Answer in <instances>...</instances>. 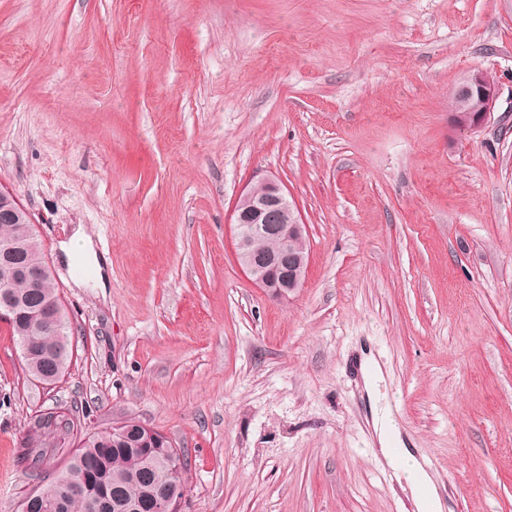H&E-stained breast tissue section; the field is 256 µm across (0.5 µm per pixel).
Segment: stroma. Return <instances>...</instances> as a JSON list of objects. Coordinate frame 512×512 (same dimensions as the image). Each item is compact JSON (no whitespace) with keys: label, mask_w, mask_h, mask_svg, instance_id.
<instances>
[{"label":"stroma","mask_w":512,"mask_h":512,"mask_svg":"<svg viewBox=\"0 0 512 512\" xmlns=\"http://www.w3.org/2000/svg\"><path fill=\"white\" fill-rule=\"evenodd\" d=\"M472 69L498 95L467 133L448 96ZM265 177L308 227L287 300L235 254ZM0 186L73 326L46 386L0 321V512L53 407L170 437L182 512H412L361 412L363 350L457 512H512V0H0ZM74 224L106 289L60 258Z\"/></svg>","instance_id":"obj_1"}]
</instances>
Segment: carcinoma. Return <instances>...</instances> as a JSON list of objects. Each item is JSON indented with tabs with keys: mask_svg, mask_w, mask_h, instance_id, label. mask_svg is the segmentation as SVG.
<instances>
[{
	"mask_svg": "<svg viewBox=\"0 0 512 512\" xmlns=\"http://www.w3.org/2000/svg\"><path fill=\"white\" fill-rule=\"evenodd\" d=\"M16 292L30 305L41 306L58 298L59 289L50 278L34 296L21 282ZM11 331L19 341L27 377L51 385L65 375L72 355L51 358L48 353L70 344L67 312L56 324L36 327L20 320L11 324ZM139 426V420L128 419L130 433L124 439L110 430L84 433L80 418L63 412L31 418L20 460L28 478L37 483L33 512H153V500L162 490L175 498L183 496L182 483L169 484V461L179 455L178 449L167 440L149 449L138 446ZM77 433L80 441L67 465L46 475L50 440L72 439Z\"/></svg>",
	"mask_w": 512,
	"mask_h": 512,
	"instance_id": "cac0c4a2",
	"label": "carcinoma"
}]
</instances>
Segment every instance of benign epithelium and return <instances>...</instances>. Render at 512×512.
I'll return each mask as SVG.
<instances>
[{
  "label": "benign epithelium",
  "mask_w": 512,
  "mask_h": 512,
  "mask_svg": "<svg viewBox=\"0 0 512 512\" xmlns=\"http://www.w3.org/2000/svg\"><path fill=\"white\" fill-rule=\"evenodd\" d=\"M497 98L494 79L481 70L462 76L454 90L451 108L453 126L463 132L480 129L492 112ZM28 212L7 189L0 188V224H29ZM238 262L252 281L268 296L286 300L304 282L307 252L297 244L306 240L307 225L301 212L288 198V193L273 179H263L246 189L233 211ZM250 224L257 233H271L280 241L279 247L263 253L255 251L249 236L240 228ZM21 239L0 242V319L12 321L17 299L12 291L14 282L25 281L39 288L51 275L45 263L19 265L13 258L24 251Z\"/></svg>",
  "instance_id": "benign-epithelium-1"
}]
</instances>
